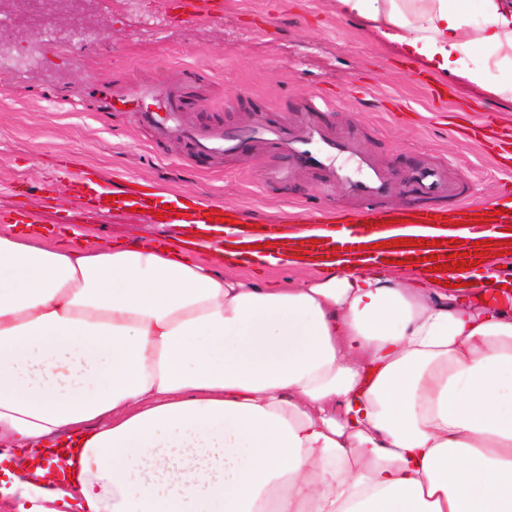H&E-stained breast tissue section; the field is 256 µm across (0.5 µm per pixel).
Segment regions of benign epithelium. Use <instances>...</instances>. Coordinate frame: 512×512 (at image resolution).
Instances as JSON below:
<instances>
[{"label": "benign epithelium", "mask_w": 512, "mask_h": 512, "mask_svg": "<svg viewBox=\"0 0 512 512\" xmlns=\"http://www.w3.org/2000/svg\"><path fill=\"white\" fill-rule=\"evenodd\" d=\"M99 0H0V18L9 21L10 45L21 47L40 41L48 20L50 33L58 40L72 36L91 38L103 33Z\"/></svg>", "instance_id": "obj_1"}]
</instances>
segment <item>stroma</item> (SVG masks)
Listing matches in <instances>:
<instances>
[{
  "instance_id": "35a3bbf8",
  "label": "stroma",
  "mask_w": 512,
  "mask_h": 512,
  "mask_svg": "<svg viewBox=\"0 0 512 512\" xmlns=\"http://www.w3.org/2000/svg\"><path fill=\"white\" fill-rule=\"evenodd\" d=\"M100 9L103 35L69 42L74 60L59 57V43L46 40L24 51L22 65L0 64V216L28 210L51 241L72 244L84 232L107 244L179 245L188 234L185 225L155 224L129 209L70 205L54 180L62 166L115 184L149 180L173 196L234 206L254 227L300 208L359 206L341 187L321 195L322 173L313 168L270 179L289 164L270 145L250 142L237 155L212 158L182 142L155 140L135 112L69 103V93L92 78L134 89L196 74V110L188 118L201 126L235 128L261 110L285 132L305 104L323 97L330 128L349 132L398 184L396 194L379 200L384 209L430 205L406 181L423 164H454L464 197L478 202L504 188L488 155L428 115L446 112L466 125L489 112L512 126V102L461 78L426 79L420 64L365 23L338 15L336 0H224L222 18L192 24L166 23L164 0H102ZM399 105L414 111V120L394 118Z\"/></svg>"
}]
</instances>
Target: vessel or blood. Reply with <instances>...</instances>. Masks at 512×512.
<instances>
[{
	"instance_id": "1",
	"label": "vessel or blood",
	"mask_w": 512,
	"mask_h": 512,
	"mask_svg": "<svg viewBox=\"0 0 512 512\" xmlns=\"http://www.w3.org/2000/svg\"><path fill=\"white\" fill-rule=\"evenodd\" d=\"M165 10L173 15L175 21L188 23L222 16L224 3L223 0H167ZM132 99L138 103L139 125L151 129L158 139L182 140L189 143L196 153L210 156L232 154L244 139L270 144L303 166L319 168L325 176L320 192H327L340 184L364 200V207L339 215L338 235L332 243L336 254L359 255L370 265L378 263L384 256L398 261L418 257L430 252L428 241L412 243L407 236L385 234V225L403 223L431 227L448 221V211L444 208H374V200L393 192L395 182L350 137L335 134L313 120L300 121L286 135L260 114L243 126L230 130L219 124L196 126L186 119L187 113L194 111L196 106L195 88L188 83L165 80L141 85L134 92L116 81L96 89L93 96L98 110L103 112L116 111L118 105ZM456 132L480 142L491 152L498 170L512 177V126H495L481 121L457 127ZM58 178L67 184L75 203L97 209L134 207L156 212L162 210L168 224L176 223L181 214L189 216L194 224L206 223L210 218L228 219L229 224L223 229L225 260L245 265L253 262V232L242 226V217L236 208L207 203L198 198L188 204L181 201L172 203L154 186L145 191L137 187L111 186L88 176L72 177L64 170L60 171ZM410 180L421 195L458 200L457 210L465 216L462 227L471 239L495 240L502 227L501 222L485 219L480 204L462 199L451 167L423 165L412 173Z\"/></svg>"
}]
</instances>
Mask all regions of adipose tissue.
Instances as JSON below:
<instances>
[{
  "instance_id": "ef3b65f1",
  "label": "adipose tissue",
  "mask_w": 512,
  "mask_h": 512,
  "mask_svg": "<svg viewBox=\"0 0 512 512\" xmlns=\"http://www.w3.org/2000/svg\"><path fill=\"white\" fill-rule=\"evenodd\" d=\"M336 0L512 100V0ZM0 230V496L30 512H512V281ZM48 467H33L37 454ZM236 269L239 271V273L244 274L259 283L270 279L291 280L297 276V270H295L293 267H285L280 265L264 267L260 271H253L252 269Z\"/></svg>"
}]
</instances>
